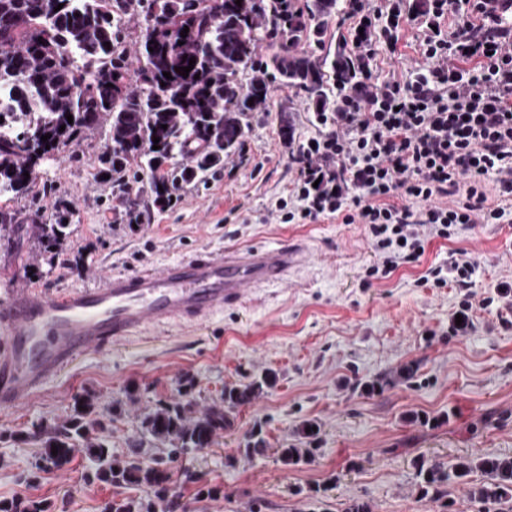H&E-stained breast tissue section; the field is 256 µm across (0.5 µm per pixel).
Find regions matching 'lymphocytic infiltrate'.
Wrapping results in <instances>:
<instances>
[{"label":"lymphocytic infiltrate","mask_w":512,"mask_h":512,"mask_svg":"<svg viewBox=\"0 0 512 512\" xmlns=\"http://www.w3.org/2000/svg\"><path fill=\"white\" fill-rule=\"evenodd\" d=\"M512 0H431L419 22L417 51L425 69L406 80L372 81L344 92L319 119L326 134L293 153L298 205L286 221L333 216L364 227L378 255L369 279L418 261L436 239L470 224H500L487 203V182L512 198ZM352 42L368 60L374 37L397 45L403 0H347ZM471 33L447 35L444 19Z\"/></svg>","instance_id":"f902f5d3"}]
</instances>
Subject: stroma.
I'll return each instance as SVG.
<instances>
[{
	"instance_id": "obj_1",
	"label": "stroma",
	"mask_w": 512,
	"mask_h": 512,
	"mask_svg": "<svg viewBox=\"0 0 512 512\" xmlns=\"http://www.w3.org/2000/svg\"><path fill=\"white\" fill-rule=\"evenodd\" d=\"M418 34L411 22L397 48L374 44L376 81L421 65ZM285 114L296 145L325 132L302 92L273 82L266 104L249 117L242 149L216 176L182 185L164 209L149 182L138 184L132 208L103 177L104 122L81 130L43 165L31 190L0 198V210L16 222L11 243H0V301L16 285L58 293L202 251L288 244L306 254L286 282L257 289L206 323L175 322L87 350L31 401L0 407V502L38 498L53 512H105L119 496L117 488L85 482L82 454L63 469L38 472L25 436L72 418L86 396L107 425L106 442L122 454L140 435L142 416L178 398L181 387L204 410L221 403L225 389L269 372L273 386L235 408L211 448L172 462V470L185 465L201 476L182 491L186 512H344L355 500L371 512H477L467 487L479 473L450 486L441 505L423 497L416 462L512 457V307L499 295L501 285H512V220L434 240L418 262L365 280L376 257L361 225L281 220L280 201L297 204V172L280 134ZM60 212L68 215L65 236L43 252L29 227L53 223ZM455 251L477 261L471 288L419 286ZM28 263L36 275L25 271ZM467 296L477 304L473 326L451 334ZM115 401L123 412L110 413ZM308 421L317 426L309 439L300 432ZM255 434L266 451L245 456ZM294 445L313 449L312 458L284 464L281 449ZM33 471L34 483L19 482Z\"/></svg>"
}]
</instances>
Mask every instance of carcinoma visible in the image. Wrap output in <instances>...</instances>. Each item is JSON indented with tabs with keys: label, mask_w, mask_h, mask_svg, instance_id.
Returning a JSON list of instances; mask_svg holds the SVG:
<instances>
[{
	"label": "carcinoma",
	"mask_w": 512,
	"mask_h": 512,
	"mask_svg": "<svg viewBox=\"0 0 512 512\" xmlns=\"http://www.w3.org/2000/svg\"><path fill=\"white\" fill-rule=\"evenodd\" d=\"M339 11L340 0H0V84L11 88L10 102L0 109V196L26 191L49 158L80 130L104 120L106 174L127 196L147 175L154 202L170 205L181 184L224 165L243 145L248 115L267 102L271 79L304 92L318 114L333 111L337 95L357 86L360 70L352 54L340 50L330 59L316 58L310 49L322 45ZM126 15L144 24L134 71L123 41ZM186 27L189 32L181 34ZM263 40L278 44L266 58L258 52ZM191 57L194 68L184 77L178 68L189 66ZM247 67L252 77L243 84L238 74ZM47 133L51 137L41 141ZM177 155L188 162L170 163ZM65 221L61 214L54 224L34 225L44 249L57 247ZM273 381L266 374L229 388L222 405L205 411L183 399L162 404L143 416L141 437L123 455L113 454L84 421L93 411L88 401L73 419L37 426L28 437L38 444L41 471L60 470L82 452L93 461L86 480L153 493L114 498L107 512H185L165 464L211 447L230 426L228 411L251 403ZM312 453L280 449L287 465ZM418 472L432 502L448 497L451 481L479 472L483 480L468 491L480 512H503L499 506L512 504L511 457L422 462ZM0 512H50V506L30 498L0 504Z\"/></svg>",
	"instance_id": "cac0c4a2"
}]
</instances>
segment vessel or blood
<instances>
[{"label":"vessel or blood","instance_id":"vessel-or-blood-1","mask_svg":"<svg viewBox=\"0 0 512 512\" xmlns=\"http://www.w3.org/2000/svg\"><path fill=\"white\" fill-rule=\"evenodd\" d=\"M285 246L185 256L159 269L115 271L94 287L49 293L14 287L0 302V406L14 407L82 352L178 319L197 323L287 277L301 262Z\"/></svg>","mask_w":512,"mask_h":512}]
</instances>
